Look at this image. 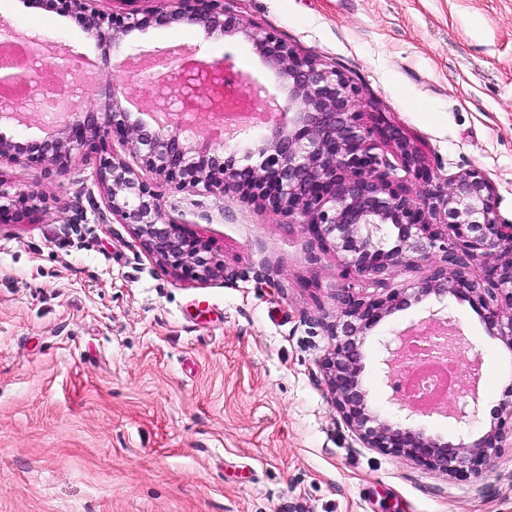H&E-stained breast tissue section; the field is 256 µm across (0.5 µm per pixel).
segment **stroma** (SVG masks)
<instances>
[{
  "label": "stroma",
  "mask_w": 512,
  "mask_h": 512,
  "mask_svg": "<svg viewBox=\"0 0 512 512\" xmlns=\"http://www.w3.org/2000/svg\"><path fill=\"white\" fill-rule=\"evenodd\" d=\"M244 23L341 70L361 91L368 127L399 130L440 179L481 171L512 224V0H224ZM0 19L40 35L50 61L92 57L75 100L130 88L150 118V51L173 46L275 88L243 35L151 22L105 53L77 21L31 0H0ZM7 133L41 143L51 120L36 92ZM0 166L9 192L44 210L0 226V512H512V447L481 476L445 474L363 447L330 400L324 325L346 281L336 253L288 216L204 187L155 182L167 219L204 240L220 267L204 282L163 268L130 227L104 219L91 174ZM450 320L458 394L477 387L470 427L414 415L444 441L479 437L512 377V348L468 302L430 294L394 310L361 344L362 382L381 418L397 407L379 339Z\"/></svg>",
  "instance_id": "stroma-1"
}]
</instances>
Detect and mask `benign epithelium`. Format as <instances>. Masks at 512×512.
I'll use <instances>...</instances> for the list:
<instances>
[{
	"mask_svg": "<svg viewBox=\"0 0 512 512\" xmlns=\"http://www.w3.org/2000/svg\"><path fill=\"white\" fill-rule=\"evenodd\" d=\"M96 2L54 0V7L80 20L107 52L119 50L124 37L148 24V13L116 14L97 8ZM165 2L171 8L155 11L165 23L198 26L208 35L241 34L277 76L290 117L288 124L268 129L258 147V165H227L229 140L187 135L184 111L169 104L170 97L184 91L206 100L213 96L214 71L222 66L206 61L197 73L182 72L177 89L166 77L154 79V105L165 122L153 127L132 119L113 88L102 108L69 104L61 126L36 150L0 135V164L36 162L62 174L76 158L102 151L107 138L119 137L135 163L114 154L100 159L93 172L107 211L118 223L132 226L144 249L163 266L197 281L213 275V256L204 241L164 218L153 187L157 179L180 187L202 185L298 219L320 244L333 248L347 275L384 290L393 269L439 255L438 265L424 279L375 299L365 301L341 290L336 321L325 324L334 344L321 368L331 403L364 447L447 474H481L512 438V402L499 406L495 421L480 437L456 444L382 419L362 388L355 337L410 300L450 293L468 301L482 314L489 334L512 347V224L499 222L492 184L481 171L469 169L441 188L435 184L439 176L396 134L389 135L391 155L378 153L373 132L361 122L360 91L343 73L299 55L260 27L243 24L226 11L223 0ZM19 81L41 89L30 69L0 59V85ZM413 179L425 184L416 194L408 186ZM37 200L33 194L12 196L0 188V211L33 208ZM493 256L496 261L488 263ZM475 267L480 268L477 276L471 274ZM380 345L392 376L403 361L405 336H389Z\"/></svg>",
	"mask_w": 512,
	"mask_h": 512,
	"instance_id": "obj_1",
	"label": "benign epithelium"
}]
</instances>
